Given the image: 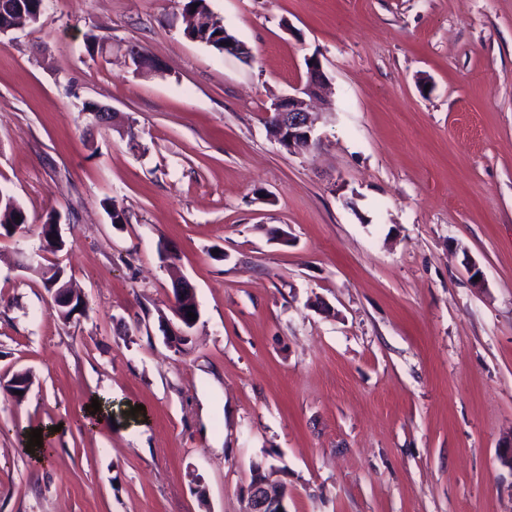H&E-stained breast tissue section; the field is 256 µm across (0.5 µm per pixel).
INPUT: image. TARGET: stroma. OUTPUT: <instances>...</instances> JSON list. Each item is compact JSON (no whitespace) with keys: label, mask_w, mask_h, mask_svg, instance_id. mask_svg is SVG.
Returning <instances> with one entry per match:
<instances>
[{"label":"stroma","mask_w":512,"mask_h":512,"mask_svg":"<svg viewBox=\"0 0 512 512\" xmlns=\"http://www.w3.org/2000/svg\"><path fill=\"white\" fill-rule=\"evenodd\" d=\"M209 3L249 60L187 39L184 0H48L0 37V191L28 217L0 235V512H245L256 463L289 512H512V0ZM311 56L332 110L293 154L264 111ZM50 215L68 321L20 264ZM97 393L113 426L79 416Z\"/></svg>","instance_id":"obj_1"}]
</instances>
